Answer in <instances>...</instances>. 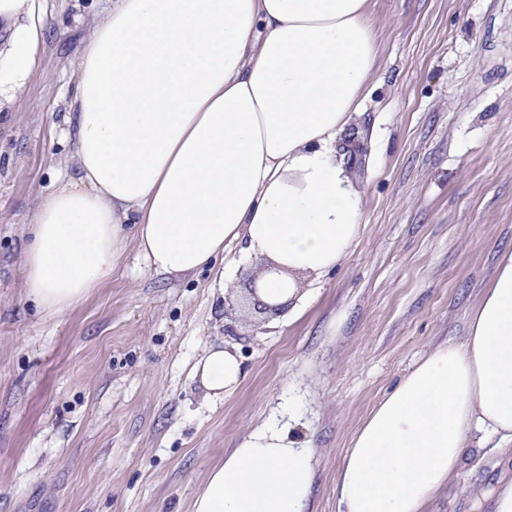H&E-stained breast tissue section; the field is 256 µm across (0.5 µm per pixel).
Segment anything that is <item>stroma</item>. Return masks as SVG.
<instances>
[{
    "mask_svg": "<svg viewBox=\"0 0 512 512\" xmlns=\"http://www.w3.org/2000/svg\"><path fill=\"white\" fill-rule=\"evenodd\" d=\"M103 0H43L25 86L0 104V512H191L243 437L288 423L316 471L312 512L370 410L436 344L457 341L512 249V0H371L380 66L353 125L363 199L330 273L279 314L248 292L265 262L232 248L186 276L128 243L111 282L51 317L23 286L24 224L73 175L76 61ZM235 353L238 388L193 365ZM512 458L465 457L429 512H488ZM242 374L239 358L224 348H210L195 364L193 377L208 395L220 396L236 388Z\"/></svg>",
    "mask_w": 512,
    "mask_h": 512,
    "instance_id": "1",
    "label": "stroma"
}]
</instances>
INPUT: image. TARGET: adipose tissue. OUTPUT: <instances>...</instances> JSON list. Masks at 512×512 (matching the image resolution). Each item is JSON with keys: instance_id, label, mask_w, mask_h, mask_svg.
I'll list each match as a JSON object with an SVG mask.
<instances>
[{"instance_id": "adipose-tissue-1", "label": "adipose tissue", "mask_w": 512, "mask_h": 512, "mask_svg": "<svg viewBox=\"0 0 512 512\" xmlns=\"http://www.w3.org/2000/svg\"><path fill=\"white\" fill-rule=\"evenodd\" d=\"M370 0H109L77 61L69 117L76 173L29 219L24 288L61 315L112 278L128 237L153 270L184 275L233 244L274 272L283 304L298 275L331 271L362 221L338 153L377 63ZM8 28L0 97H15L43 33L40 0H0ZM239 358L210 348L193 376L236 388ZM512 449V251L461 340L434 346L352 439L338 512H426L486 436ZM315 470L284 427L244 437L192 512H308Z\"/></svg>"}]
</instances>
